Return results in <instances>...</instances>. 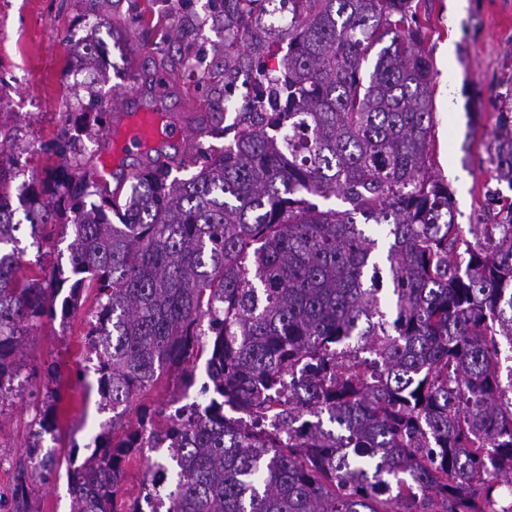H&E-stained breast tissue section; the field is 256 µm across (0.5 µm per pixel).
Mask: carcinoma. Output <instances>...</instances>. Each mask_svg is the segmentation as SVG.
I'll return each instance as SVG.
<instances>
[{"label": "carcinoma", "mask_w": 512, "mask_h": 512, "mask_svg": "<svg viewBox=\"0 0 512 512\" xmlns=\"http://www.w3.org/2000/svg\"><path fill=\"white\" fill-rule=\"evenodd\" d=\"M224 24V92L242 111L175 165L129 189L61 164L28 188L24 219L0 209V404L20 391L26 337L66 323L83 293L98 394L115 412L94 450H69L71 512H142L123 500L125 462L166 448L178 471L169 512H491L512 496V197L497 223L455 222L430 171L435 125L427 37L413 0H213ZM110 64L99 40L69 74ZM50 150L79 154L106 129L92 85ZM0 119V195L16 173ZM490 161L512 190V114ZM194 169L186 178L172 169ZM340 199L322 208L313 197ZM383 227L388 246L364 226ZM71 227L67 265L45 274L18 233ZM205 360L202 401L124 409L167 372L184 388ZM60 387L33 406L45 478Z\"/></svg>", "instance_id": "obj_1"}]
</instances>
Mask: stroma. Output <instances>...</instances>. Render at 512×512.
<instances>
[{
	"label": "stroma",
	"mask_w": 512,
	"mask_h": 512,
	"mask_svg": "<svg viewBox=\"0 0 512 512\" xmlns=\"http://www.w3.org/2000/svg\"><path fill=\"white\" fill-rule=\"evenodd\" d=\"M148 4L156 23L135 24V10ZM417 12L428 28L425 49L435 73L431 171L448 185L457 223L484 224L491 208L487 194L497 187L488 146L498 112L512 110V0H419ZM81 13L80 0H0V75L7 80L0 89V112L18 135L14 160L28 182L43 177L50 159L42 147L77 105L65 89V65ZM98 36L116 72L94 85L106 104L109 127L121 126L128 112L151 110L190 133L186 142L160 138L150 152H127L111 169L108 185L130 181L147 158L212 145L201 123L210 119L216 102L228 100L233 111L242 105V90L224 95V30L212 18L209 0H121ZM198 55L209 68L196 74L189 65ZM94 306V298H87L67 324H40L23 344L22 371L29 379L21 395L0 406V512H13L17 465L27 458L28 405L42 401L51 365L59 369L64 393L54 442L58 457L47 480L32 487L29 510L71 512L64 456L74 445L80 456H88L89 444L112 418L111 411L100 409L97 376L86 367L84 335ZM184 395L194 401L198 391L182 392L174 375L162 376L137 396L126 419L136 421L138 408H161Z\"/></svg>",
	"instance_id": "1"
}]
</instances>
